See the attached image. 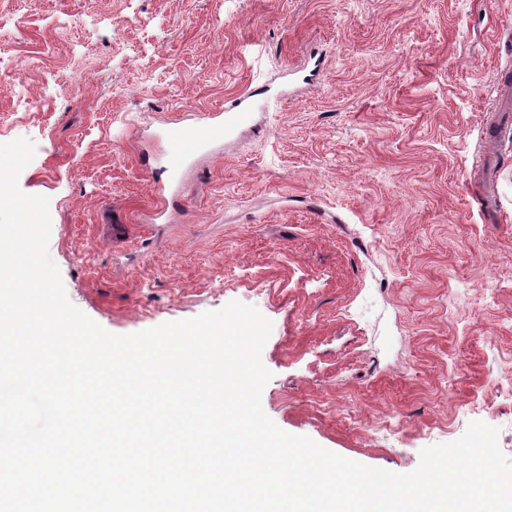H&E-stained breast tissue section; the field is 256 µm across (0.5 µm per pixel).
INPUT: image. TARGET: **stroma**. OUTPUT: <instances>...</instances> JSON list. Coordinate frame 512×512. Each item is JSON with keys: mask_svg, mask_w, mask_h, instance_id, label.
<instances>
[{"mask_svg": "<svg viewBox=\"0 0 512 512\" xmlns=\"http://www.w3.org/2000/svg\"><path fill=\"white\" fill-rule=\"evenodd\" d=\"M508 89L512 0H0L69 301L115 335L255 306L264 412L394 473L474 421L512 459ZM246 93L169 185L167 121Z\"/></svg>", "mask_w": 512, "mask_h": 512, "instance_id": "1", "label": "stroma"}]
</instances>
